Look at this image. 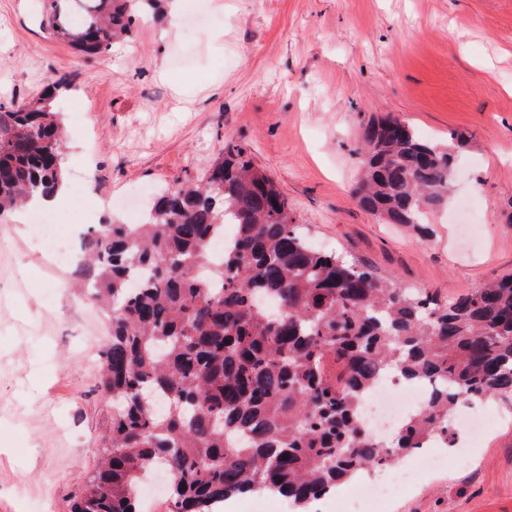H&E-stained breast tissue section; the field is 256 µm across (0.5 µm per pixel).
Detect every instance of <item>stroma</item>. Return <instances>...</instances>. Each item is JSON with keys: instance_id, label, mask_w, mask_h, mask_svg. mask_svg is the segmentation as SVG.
<instances>
[{"instance_id": "35a3bbf8", "label": "stroma", "mask_w": 512, "mask_h": 512, "mask_svg": "<svg viewBox=\"0 0 512 512\" xmlns=\"http://www.w3.org/2000/svg\"><path fill=\"white\" fill-rule=\"evenodd\" d=\"M203 19L137 20L100 56L53 39L42 0H0V103L71 75L55 105L65 238L139 223L160 191L247 149L316 245L451 299L512 273V0H202ZM219 39H212V32ZM390 117L454 149V191L427 234L352 194L358 131ZM15 213L0 215V512H71L110 408L96 388L105 313L72 289ZM487 428L389 512H512V401L462 409Z\"/></svg>"}]
</instances>
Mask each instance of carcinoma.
Returning <instances> with one entry per match:
<instances>
[{
    "instance_id": "carcinoma-1",
    "label": "carcinoma",
    "mask_w": 512,
    "mask_h": 512,
    "mask_svg": "<svg viewBox=\"0 0 512 512\" xmlns=\"http://www.w3.org/2000/svg\"><path fill=\"white\" fill-rule=\"evenodd\" d=\"M159 0H46L43 26L95 56ZM53 94L0 104V214L65 182ZM359 205L419 224L448 193L449 146L393 119L360 131ZM236 226L220 261L209 243ZM75 273L106 304L98 388L112 399L102 463L73 512H148L137 489L173 476L169 512L266 492L306 506L435 442L462 401L512 399V274L451 300L315 248L243 148L157 197L140 224L84 234ZM388 371L431 387L383 443L359 418Z\"/></svg>"
}]
</instances>
